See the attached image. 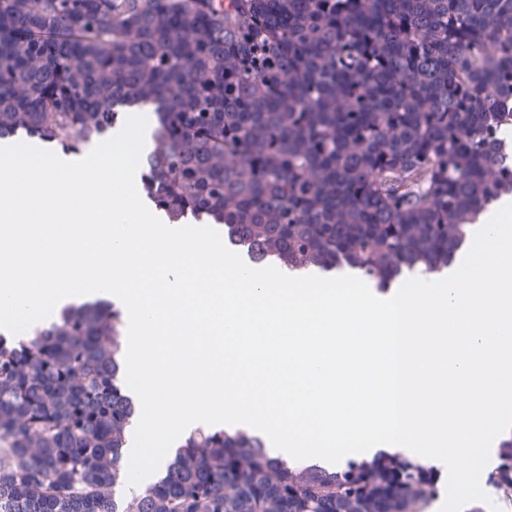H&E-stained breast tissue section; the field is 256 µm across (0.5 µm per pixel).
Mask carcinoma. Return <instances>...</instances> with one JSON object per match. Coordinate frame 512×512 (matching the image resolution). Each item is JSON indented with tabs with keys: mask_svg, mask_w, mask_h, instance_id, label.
I'll use <instances>...</instances> for the list:
<instances>
[{
	"mask_svg": "<svg viewBox=\"0 0 512 512\" xmlns=\"http://www.w3.org/2000/svg\"><path fill=\"white\" fill-rule=\"evenodd\" d=\"M512 0H0V140L71 150L150 107L147 196L243 230L299 273L346 261L385 285L440 272L505 184ZM99 304L0 348V512H415L435 471L392 456L297 466L199 430L142 492L137 408ZM493 485L512 483V436ZM509 111L511 109L506 105L505 113L502 114V120L498 124L494 137L498 159L503 163L512 160V116Z\"/></svg>",
	"mask_w": 512,
	"mask_h": 512,
	"instance_id": "obj_1",
	"label": "carcinoma"
}]
</instances>
